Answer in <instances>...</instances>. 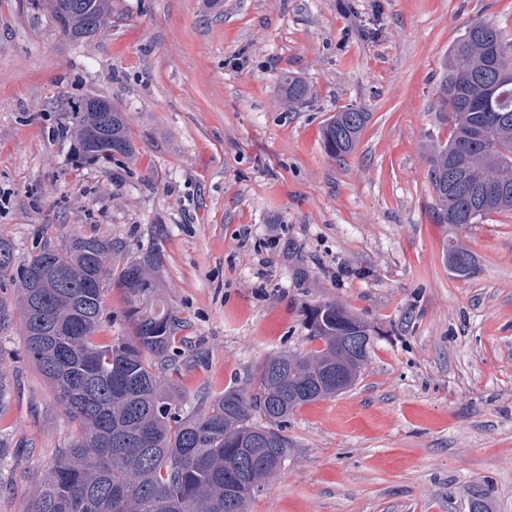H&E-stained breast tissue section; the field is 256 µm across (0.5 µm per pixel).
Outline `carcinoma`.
<instances>
[{
	"mask_svg": "<svg viewBox=\"0 0 512 512\" xmlns=\"http://www.w3.org/2000/svg\"><path fill=\"white\" fill-rule=\"evenodd\" d=\"M57 29L73 40L94 37L112 19V0H48ZM288 101L308 93L291 73L281 77ZM448 112V141L429 157V180L444 224H476L512 212V43L489 22L469 24L448 50L438 85ZM72 115L61 135L73 142L72 164H125L136 155L127 113L100 97L65 96ZM369 113L345 107L322 131L325 152L350 155ZM112 241L76 234L45 246L24 263L0 236V329L22 320L27 353L78 422L68 447L48 466L30 512H248V503L281 470L290 444L283 425L294 410L350 387L369 363L371 344L351 338L366 321L325 302L307 317L306 352L283 351L258 365L252 390L224 389L208 410H173L180 389L162 375L179 326L161 279L163 251L152 244L120 264ZM450 270L474 273L470 252L445 247ZM50 268L39 282L33 275ZM125 302L124 333L108 342L105 293ZM343 379L336 383V369Z\"/></svg>",
	"mask_w": 512,
	"mask_h": 512,
	"instance_id": "cac0c4a2",
	"label": "carcinoma"
}]
</instances>
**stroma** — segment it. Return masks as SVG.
Here are the masks:
<instances>
[{
	"label": "stroma",
	"instance_id": "stroma-1",
	"mask_svg": "<svg viewBox=\"0 0 512 512\" xmlns=\"http://www.w3.org/2000/svg\"><path fill=\"white\" fill-rule=\"evenodd\" d=\"M476 20L512 40V0H112L83 42L0 0V234L17 260L76 233L116 241L118 262L160 243L192 410L270 353L313 348L312 306L373 330L356 385L289 417L250 512H469L477 489L512 512V215L440 223L428 178L450 133L442 65ZM288 72L308 88L292 106ZM63 94L127 112L134 162L73 171ZM345 106L370 118L338 161L321 132ZM451 241L472 277L449 271ZM0 377V512H28L76 425L17 320ZM445 260L450 270L460 277H470L474 273L475 265L472 255L458 244L451 242L446 244Z\"/></svg>",
	"mask_w": 512,
	"mask_h": 512
}]
</instances>
